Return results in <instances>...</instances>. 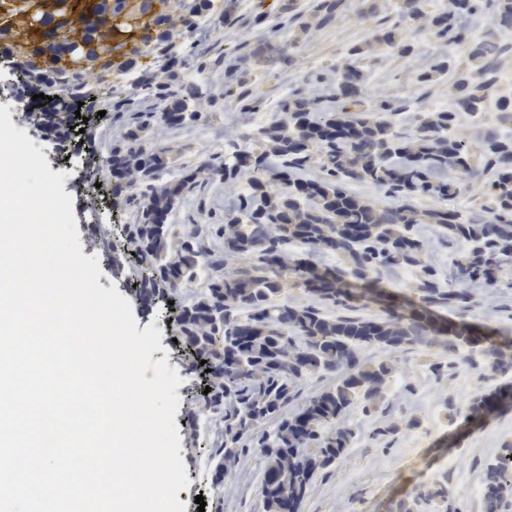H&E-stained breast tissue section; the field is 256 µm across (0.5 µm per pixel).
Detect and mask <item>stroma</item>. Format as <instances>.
<instances>
[{
  "mask_svg": "<svg viewBox=\"0 0 512 512\" xmlns=\"http://www.w3.org/2000/svg\"><path fill=\"white\" fill-rule=\"evenodd\" d=\"M312 4L313 0H232L224 15L219 31L224 51L233 53L235 38L246 37L242 78L246 89L260 99L263 112L274 110L298 88L322 94L318 75L341 64L355 48L361 51L359 61L370 73L371 86L400 103L397 122L406 128L414 126L418 113L448 109L449 87L458 76L476 71L466 47L445 46L408 22L402 23L403 30L415 48L414 54L403 56L376 43L380 28L399 21V0H344L336 18L311 33L296 25L275 30V23L288 10L305 14ZM470 29L473 37L487 38L505 48L498 82L487 97L484 112L454 132L455 137L475 147L492 133L512 135V124L501 121L496 108L498 98H512V30L497 29L487 11L478 15ZM443 54L449 58V72L438 76L429 87L418 86L417 62ZM234 109L229 101L207 114V131H222V139L213 136L202 143L190 131L172 142L175 164L223 154L225 141L236 136L226 121L227 113ZM111 124L108 115L87 123L81 142L68 150L73 164L63 190L73 197L83 255L98 256L103 286L116 287L130 301L138 329L152 324L161 331L162 348L153 352L152 358L166 360L182 380L176 390L180 404L175 424L189 486L180 490L177 498L185 504L195 495H203L205 512H262L259 478H252L242 488L239 474H232L238 488L230 496L214 485L207 463L208 445L198 428L200 415L194 410L198 375L185 357L168 358L163 353L177 335L173 318L163 301L148 302L139 297L136 270L128 256L113 263L105 251L102 229L126 223L129 213L107 187H96L91 181L85 160L97 149L98 133L110 130ZM443 317L497 328L512 337V291L498 294L494 307L482 302L466 311H444ZM362 356L368 360L392 359L402 389L397 394L385 393L376 409H352L355 440L335 467L315 476L301 512H482V473L498 448L512 442V410L474 427H463L462 421L474 395L512 386V372L492 373L484 357L474 351L451 353L415 345L389 355L367 348ZM438 364L443 367L439 373L434 370ZM387 425L391 433L381 434V427ZM442 486L448 489L444 499L434 495Z\"/></svg>",
  "mask_w": 512,
  "mask_h": 512,
  "instance_id": "obj_1",
  "label": "stroma"
}]
</instances>
